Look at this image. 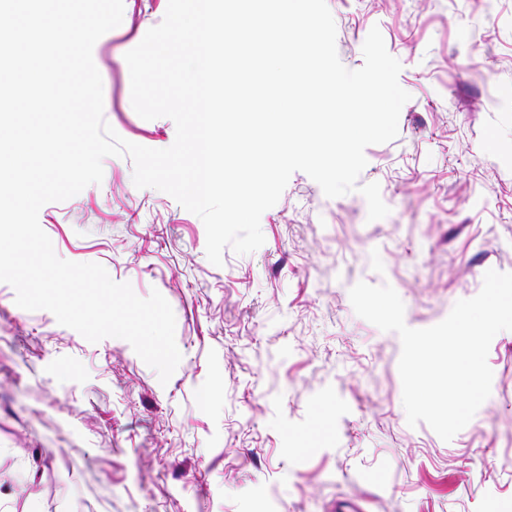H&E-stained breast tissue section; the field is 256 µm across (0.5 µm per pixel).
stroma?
I'll list each match as a JSON object with an SVG mask.
<instances>
[{
  "instance_id": "35a3bbf8",
  "label": "stroma",
  "mask_w": 512,
  "mask_h": 512,
  "mask_svg": "<svg viewBox=\"0 0 512 512\" xmlns=\"http://www.w3.org/2000/svg\"><path fill=\"white\" fill-rule=\"evenodd\" d=\"M167 4L125 0L93 48L105 120L152 149L175 125L135 112L125 55ZM327 5L346 68L374 27L402 65L398 135L366 148L358 179L389 215L368 221L359 192L326 197L297 171L264 245L216 266L197 215L105 158L102 182L44 205L40 226L60 258L158 290L182 359L160 382L128 342H88L0 283V512H512V331L491 342L490 397L446 442L408 425L401 339L349 298L389 284L423 329L487 270L512 272V0Z\"/></svg>"
}]
</instances>
